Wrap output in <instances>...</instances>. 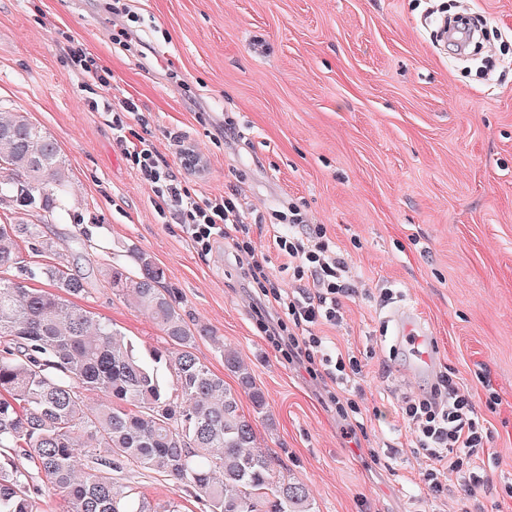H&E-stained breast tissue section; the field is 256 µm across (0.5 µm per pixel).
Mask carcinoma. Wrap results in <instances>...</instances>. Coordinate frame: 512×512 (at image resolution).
I'll return each instance as SVG.
<instances>
[{
    "mask_svg": "<svg viewBox=\"0 0 512 512\" xmlns=\"http://www.w3.org/2000/svg\"><path fill=\"white\" fill-rule=\"evenodd\" d=\"M67 187L55 140L23 113L0 111V208L29 216L0 224V271L50 285L0 278V512H41L51 491L64 497L62 512H182L117 483L112 472L125 466L176 480L200 512H316L305 484L275 476L239 394L196 357L212 331L188 324L148 253L132 250L133 268L107 265L98 276L151 316L164 345L141 347L73 302L91 283L39 229L65 210ZM21 242L49 261L24 263ZM220 353L254 412L270 417L237 353Z\"/></svg>",
    "mask_w": 512,
    "mask_h": 512,
    "instance_id": "1",
    "label": "carcinoma"
}]
</instances>
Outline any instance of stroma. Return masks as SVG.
I'll list each match as a JSON object with an SVG mask.
<instances>
[{
	"instance_id": "stroma-1",
	"label": "stroma",
	"mask_w": 512,
	"mask_h": 512,
	"mask_svg": "<svg viewBox=\"0 0 512 512\" xmlns=\"http://www.w3.org/2000/svg\"><path fill=\"white\" fill-rule=\"evenodd\" d=\"M462 7L487 21L492 76L432 41L440 12ZM122 28L139 47L114 41ZM72 44L111 71L104 93L72 72ZM126 98L147 119L136 132L191 193L238 190L248 235L284 283L274 212L294 204L325 225L356 292L340 300L341 323L318 333L328 354L361 362L365 441L349 438L322 381L259 330L231 248L198 254L157 215L111 113L91 108ZM0 109L27 113L66 160L72 214L41 230L77 250L71 273L130 265L133 248L150 254L187 321L213 331L196 342L200 361L238 390L220 354L232 349L264 392L271 418H254L257 446L308 485L317 512H360L366 501L374 512H512V0H0ZM184 147L194 167L181 162ZM79 304L137 344L164 341L106 283ZM405 307L437 340L434 369L415 377L414 351L391 338L389 317ZM449 373L476 391L493 454L483 485L445 471L447 494L435 500L399 404ZM486 386L500 404L487 405ZM116 478L199 512L169 477L134 468Z\"/></svg>"
}]
</instances>
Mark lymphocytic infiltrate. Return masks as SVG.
Returning <instances> with one entry per match:
<instances>
[{"mask_svg":"<svg viewBox=\"0 0 512 512\" xmlns=\"http://www.w3.org/2000/svg\"><path fill=\"white\" fill-rule=\"evenodd\" d=\"M137 109L130 99L113 107L112 131L125 141V158L149 188L157 213L182 225L198 253L208 254L218 239L231 240L236 254L246 260L243 278L255 288L261 309L278 315L276 321L260 323L268 340L288 362L303 367L312 378L326 381L327 399L341 420L351 429H363V411L342 387L349 375L360 373L361 364L353 356L344 359L324 353V339L315 332L318 326L340 322L339 299L351 292L345 276L347 261L333 248L324 225L310 223L299 209L290 208L284 218L288 229L276 233L274 245L300 285L293 290L283 288L243 236L248 217L236 193L193 196L161 161L151 140L129 135L127 116ZM400 411L430 461L420 475L429 496L436 498L444 492L438 478L442 463L449 471L462 474L470 485L482 482L480 463L488 433L470 393L460 389L454 375L442 376L429 393L404 398Z\"/></svg>","mask_w":512,"mask_h":512,"instance_id":"obj_1","label":"lymphocytic infiltrate"}]
</instances>
